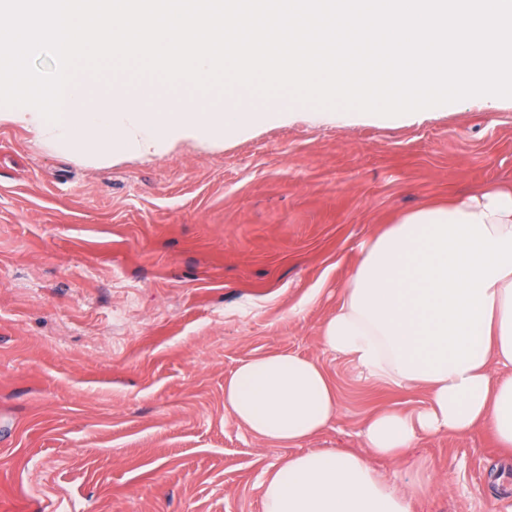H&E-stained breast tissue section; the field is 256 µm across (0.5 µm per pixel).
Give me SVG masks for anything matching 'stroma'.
Returning <instances> with one entry per match:
<instances>
[{
	"label": "stroma",
	"mask_w": 512,
	"mask_h": 512,
	"mask_svg": "<svg viewBox=\"0 0 512 512\" xmlns=\"http://www.w3.org/2000/svg\"><path fill=\"white\" fill-rule=\"evenodd\" d=\"M90 165L0 124V512H262L285 457L362 449L364 420L416 388L366 379L319 326L360 246L426 203L512 187V101L471 99L394 121L314 120ZM319 363L339 413L297 445L262 444L224 412L244 359ZM432 477L414 512H512V476L481 429L403 464Z\"/></svg>",
	"instance_id": "1"
}]
</instances>
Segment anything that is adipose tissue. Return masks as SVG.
Masks as SVG:
<instances>
[{"instance_id": "ef3b65f1", "label": "adipose tissue", "mask_w": 512, "mask_h": 512, "mask_svg": "<svg viewBox=\"0 0 512 512\" xmlns=\"http://www.w3.org/2000/svg\"><path fill=\"white\" fill-rule=\"evenodd\" d=\"M320 340L368 379L424 389L426 403L369 415L363 450L288 456L262 481V512H413L428 483L397 485L373 461L439 433L486 428L512 453V187L420 207L372 236ZM224 410L257 441L291 445L339 404L318 363L281 352L225 377Z\"/></svg>"}]
</instances>
